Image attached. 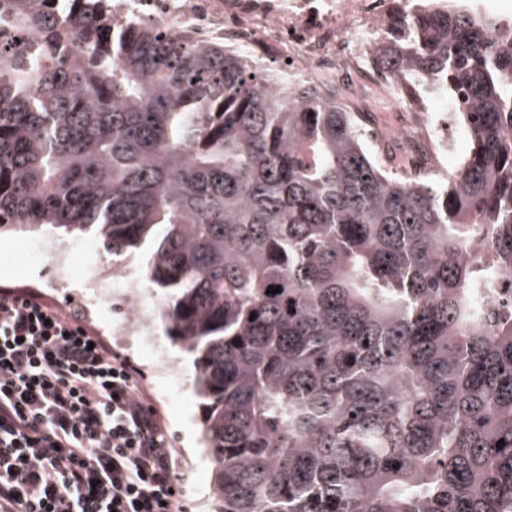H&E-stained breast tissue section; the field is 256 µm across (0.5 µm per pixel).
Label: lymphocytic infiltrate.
<instances>
[{
	"mask_svg": "<svg viewBox=\"0 0 512 512\" xmlns=\"http://www.w3.org/2000/svg\"><path fill=\"white\" fill-rule=\"evenodd\" d=\"M164 420L71 309L0 289V512H181Z\"/></svg>",
	"mask_w": 512,
	"mask_h": 512,
	"instance_id": "lymphocytic-infiltrate-1",
	"label": "lymphocytic infiltrate"
}]
</instances>
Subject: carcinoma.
Wrapping results in <instances>:
<instances>
[{"label": "carcinoma", "instance_id": "obj_1", "mask_svg": "<svg viewBox=\"0 0 512 512\" xmlns=\"http://www.w3.org/2000/svg\"><path fill=\"white\" fill-rule=\"evenodd\" d=\"M475 2L405 0L378 49L470 136L416 183L336 91L273 93L218 40L114 25L112 0L0 8L28 39L0 44V229L154 243L213 512H512V310L487 307L512 277V19Z\"/></svg>", "mask_w": 512, "mask_h": 512}]
</instances>
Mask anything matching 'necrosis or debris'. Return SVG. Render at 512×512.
<instances>
[{
    "label": "necrosis or debris",
    "instance_id": "necrosis-or-debris-1",
    "mask_svg": "<svg viewBox=\"0 0 512 512\" xmlns=\"http://www.w3.org/2000/svg\"><path fill=\"white\" fill-rule=\"evenodd\" d=\"M386 5V0H113L112 18L120 23L135 14L161 20L173 36L181 35L184 25L204 24L243 49L257 40L280 52V75L289 82L318 79L362 96L390 85L386 72L371 60V48L386 28ZM389 98L402 117L400 144L406 158L397 161L386 132L375 124L368 137L379 145L384 160L415 177L445 173L465 128L439 106L432 91L416 95L411 103L394 92ZM85 287L92 305L123 291L131 309L115 334L136 338L147 354H154L153 327L160 308L149 302L140 277L126 271L106 277L92 273Z\"/></svg>",
    "mask_w": 512,
    "mask_h": 512
}]
</instances>
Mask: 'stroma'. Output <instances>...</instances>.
<instances>
[{"mask_svg": "<svg viewBox=\"0 0 512 512\" xmlns=\"http://www.w3.org/2000/svg\"><path fill=\"white\" fill-rule=\"evenodd\" d=\"M39 237L70 249L74 266L86 265L102 273L110 272L116 263L136 272L146 259L145 252L140 250L112 257L92 232L73 235L49 228L36 233L7 228L0 231V287L36 291L59 304L82 307L75 278L64 275L53 253L40 254L33 260L27 258L30 244ZM154 337L161 351L154 361L135 342H116L112 348L138 369L141 384L164 418L169 444L179 463L185 512H210L213 471L199 435L202 404L194 387L193 357L170 341L163 326L155 327Z\"/></svg>", "mask_w": 512, "mask_h": 512, "instance_id": "35a3bbf8", "label": "stroma"}]
</instances>
